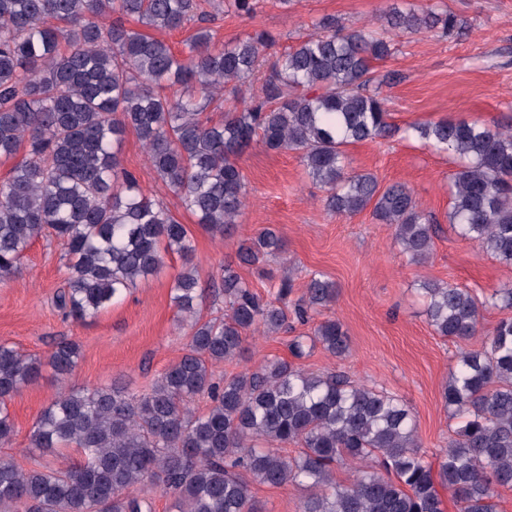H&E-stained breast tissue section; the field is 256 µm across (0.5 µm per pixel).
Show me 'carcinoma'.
Instances as JSON below:
<instances>
[{
  "label": "carcinoma",
  "mask_w": 512,
  "mask_h": 512,
  "mask_svg": "<svg viewBox=\"0 0 512 512\" xmlns=\"http://www.w3.org/2000/svg\"><path fill=\"white\" fill-rule=\"evenodd\" d=\"M201 0H0V157L26 149L0 182V278L18 271L23 251L42 235L64 241L67 287L59 307L83 321L108 308L138 280L155 274L164 254L184 265L171 299L190 329L185 353L150 392L126 387L63 389L33 424L42 451L72 448L64 469H22L0 459V512H151L139 495L158 483L178 512H260L251 485L302 487L300 512H443L439 489L459 512H498L496 489L512 488V317L501 319L478 348L461 349L443 400L461 420L438 468L424 460L414 414L396 396L343 372L315 373L284 359L214 381L212 366L245 351L247 335L305 322L336 299L314 273L293 302L288 267L273 300L252 291L224 264V313L204 318L188 230L136 176L119 147L132 129L158 177L213 236L224 237L246 204L239 155L254 141L268 151L299 153L308 176L327 190L326 207L373 215L394 229L410 261L431 254L440 232L413 191L380 188L370 173L345 171V148L393 135L371 63L392 55L391 36L463 22L434 9L393 8L380 29L347 27L324 17L318 32L267 67L259 91L214 123L206 102L259 72L275 42L267 32L218 48L200 26L178 55L165 41L129 28L125 19L174 30L207 20ZM411 134L460 160L451 175V229L512 266V128L442 119ZM285 252L279 231L265 227L240 240L238 263ZM420 293L435 333L468 341L480 331L485 303L467 288L423 280ZM512 310V284L490 295ZM332 356L349 349L340 321L289 343L295 358L316 345ZM59 344L49 364L59 378L79 358ZM42 361L0 345V444L14 433L7 402L41 377ZM209 399L207 411L191 402ZM297 447L295 454L287 452ZM354 466L350 483L336 468Z\"/></svg>",
  "instance_id": "1"
}]
</instances>
